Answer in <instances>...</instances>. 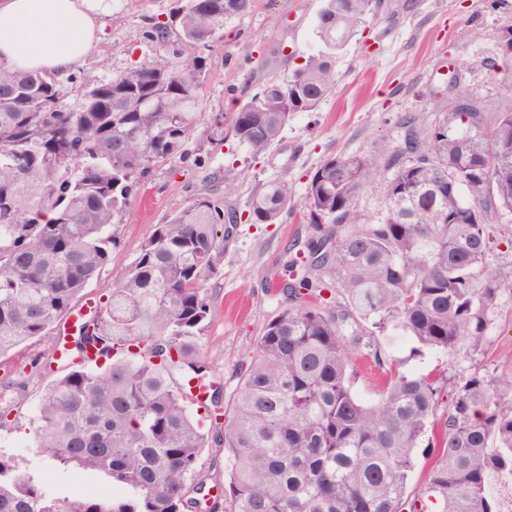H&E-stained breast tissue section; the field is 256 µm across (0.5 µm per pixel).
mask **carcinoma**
Instances as JSON below:
<instances>
[{
    "label": "carcinoma",
    "instance_id": "1",
    "mask_svg": "<svg viewBox=\"0 0 512 512\" xmlns=\"http://www.w3.org/2000/svg\"><path fill=\"white\" fill-rule=\"evenodd\" d=\"M252 0H176L143 36L179 64H140L77 82L0 61V357L57 330L120 240L131 175L182 152L200 112L205 57ZM377 14L374 0H323L321 49L288 80L267 81L233 117L259 153L291 114L315 112L336 66ZM76 85L77 108L63 100ZM488 112L460 89L425 123L399 118L387 153L331 156L301 204L286 179L262 183L247 221L278 224L302 208L309 263L281 285L282 309L259 337L228 407L215 386L202 419L184 386L206 383L199 349L214 306L224 222L237 209L200 194L142 243L98 315L83 326L42 397L34 436L59 462L106 475L122 493L58 497L0 453V512H218L197 470L209 431L224 447L230 512H402L414 451L437 405L434 374H392L373 405L354 392L353 357L386 361L374 339L398 330L448 357L485 352L512 279L487 261L488 210L512 215V81ZM374 213L361 206L380 179ZM341 291L336 309L319 300ZM93 350L100 362L81 363ZM512 476V373L458 387L426 490L438 512H494L491 478Z\"/></svg>",
    "mask_w": 512,
    "mask_h": 512
}]
</instances>
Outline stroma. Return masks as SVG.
Instances as JSON below:
<instances>
[{
    "label": "stroma",
    "instance_id": "35a3bbf8",
    "mask_svg": "<svg viewBox=\"0 0 512 512\" xmlns=\"http://www.w3.org/2000/svg\"><path fill=\"white\" fill-rule=\"evenodd\" d=\"M173 5L174 0H114L103 39L80 77L99 79L141 63L178 62V55L158 50L143 36L146 21H167ZM321 5L322 0H253L247 13L225 26L206 54L199 89L202 117L183 154L133 175L126 213L117 226L120 244L86 295L107 298L155 226L206 190L232 186L224 201L242 209L255 186L284 177L300 200L324 159L390 150L398 142L399 117L411 113L432 119L434 108L446 104L449 86L467 90L488 110L503 106L499 77L472 69L470 61L491 56L501 68H512V56L503 55L497 41L502 30L512 28V0H381L373 23L346 48L336 67V89L319 110L294 113L281 141L266 151L240 145L232 131L234 113L270 78H288L297 64L317 53L314 24ZM488 222L493 235L488 261L512 277V218L492 210ZM308 236L307 225L294 217L280 224L242 223L217 253L216 272L205 284L215 313L199 345L225 397H232L264 326L281 310L279 282L287 269L304 268ZM56 340L53 334L42 336L0 357V382H24L0 424V452L14 456L22 471L52 493L112 496L105 475L63 465L35 446V419L51 380L42 366L52 362ZM380 342L389 368L446 371L455 380L442 386L429 431L415 450L405 489L411 500L425 492L436 460L435 434L456 400V384L474 375L489 379L512 371V296L501 299L486 354L456 367H449L442 353L416 350L400 334Z\"/></svg>",
    "mask_w": 512,
    "mask_h": 512
}]
</instances>
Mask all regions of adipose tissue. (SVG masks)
Segmentation results:
<instances>
[{
  "label": "adipose tissue",
  "instance_id": "obj_1",
  "mask_svg": "<svg viewBox=\"0 0 512 512\" xmlns=\"http://www.w3.org/2000/svg\"><path fill=\"white\" fill-rule=\"evenodd\" d=\"M112 0H0V61L28 71L79 72Z\"/></svg>",
  "mask_w": 512,
  "mask_h": 512
}]
</instances>
